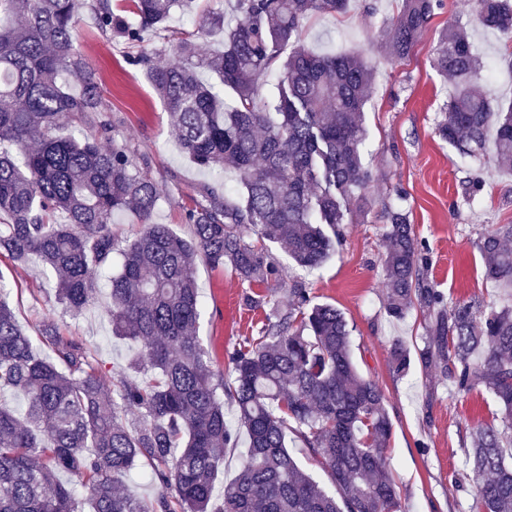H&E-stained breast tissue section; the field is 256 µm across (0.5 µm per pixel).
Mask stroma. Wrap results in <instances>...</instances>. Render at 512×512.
<instances>
[{
  "instance_id": "obj_1",
  "label": "stroma",
  "mask_w": 512,
  "mask_h": 512,
  "mask_svg": "<svg viewBox=\"0 0 512 512\" xmlns=\"http://www.w3.org/2000/svg\"><path fill=\"white\" fill-rule=\"evenodd\" d=\"M401 4L402 0H351L345 15H314L301 30L302 43L313 51L355 53L373 70L372 94L363 114L364 164L372 174L364 189L372 203L367 219L343 225L335 255L317 270L294 266L282 246L268 244L271 258L282 268L281 280L268 285L241 281L230 266L197 261L196 279L204 299L198 335L210 351L214 369L229 370L227 350L257 335L271 311L267 304L249 306L247 295L277 298L293 282H303L313 302L334 305L344 313L359 371L385 393L393 432L384 454L400 489L403 512H477L475 483L459 488L455 477L462 468L470 425L500 423L501 411L486 389L451 390L419 366L401 378L393 374L388 357L393 340L419 344L424 314L415 310L394 321L383 309V213L390 207L407 212L429 248V277L449 299L480 297L500 304L512 296L485 278L478 248L485 229L512 224V172L499 169L493 156H486V186L473 201L463 198L461 182L476 161L436 132L452 82L432 66L439 34L464 26L483 65L496 72L492 79L480 76L478 89L493 101L510 103L512 37L479 26L470 0H442L409 58L396 62L383 47L380 32ZM77 45L98 69L109 117L137 153L149 159L160 192L154 222L190 237L192 227L185 214L198 186L209 181L217 188L236 190V173L228 170L209 178L182 152L160 97L145 70L129 64L130 49L124 42L103 38L84 20L77 30ZM0 281L29 335H36L44 318H54L61 335L80 337L94 352L105 384L125 374L129 345L112 336L105 316L107 286H100L95 301L74 318L54 303L51 277L43 268L18 267L2 255Z\"/></svg>"
}]
</instances>
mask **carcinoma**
Segmentation results:
<instances>
[{
  "instance_id": "1",
  "label": "carcinoma",
  "mask_w": 512,
  "mask_h": 512,
  "mask_svg": "<svg viewBox=\"0 0 512 512\" xmlns=\"http://www.w3.org/2000/svg\"><path fill=\"white\" fill-rule=\"evenodd\" d=\"M199 32L221 48L202 54L193 35L174 32L187 0H85L91 24L135 50L163 100L181 150L200 168H231L232 196L208 185L186 212L191 238L151 217L159 201L145 157L106 119L99 75L75 45L76 0H0V254L18 266L38 259L55 281V302L78 317L110 277L112 336L133 340L128 374L106 386L91 350L48 318L39 328L52 354L36 353L0 283V390L24 403L0 407V512H400L399 487L383 450L392 436L386 398L353 360L342 312L288 288L258 336L229 353L234 382L215 373L198 336L202 299L195 261L229 265L249 283L277 282L281 267L252 235L282 245L298 267L321 268L340 242L347 207L369 212L358 194L371 178L363 164L364 109L373 72L359 55L318 54L301 43L315 14L342 15L350 0H223ZM441 0H402L384 30L396 61L406 59ZM486 29L512 35V0H472ZM163 53V65L153 55ZM282 67L275 97L259 88ZM433 67L456 90L437 125L441 140L475 153L493 132L498 168H512V103L495 107L476 89L481 60L460 27L439 36ZM81 81L79 94L59 81ZM233 90L231 104L224 89ZM108 145H103V142ZM486 183L477 168L463 197ZM129 214L141 231L125 245L112 233ZM384 237L385 312L426 315L422 346L392 342L393 373L413 364L459 392L485 387L502 424L469 429L462 478L477 483L485 512H512V306L479 298L450 301L427 277V246L400 209H388ZM487 279L512 286V224L481 233ZM245 430L246 461L217 487L224 449ZM302 442L328 474L329 492L288 448ZM149 466L155 491L133 496L125 481ZM76 476L81 485L59 475Z\"/></svg>"
}]
</instances>
